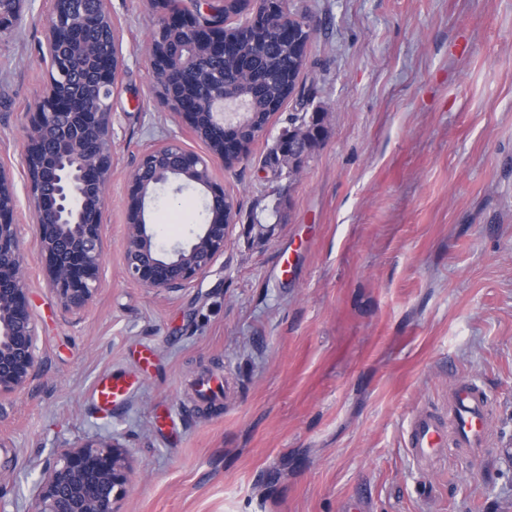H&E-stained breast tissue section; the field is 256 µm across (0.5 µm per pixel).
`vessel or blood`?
I'll use <instances>...</instances> for the list:
<instances>
[{"label": "vessel or blood", "mask_w": 512, "mask_h": 512, "mask_svg": "<svg viewBox=\"0 0 512 512\" xmlns=\"http://www.w3.org/2000/svg\"><path fill=\"white\" fill-rule=\"evenodd\" d=\"M131 383L121 375L105 374L96 382L92 396L100 411L122 405ZM489 398L473 381L458 379L448 391V410L438 416L429 410L413 415L404 435V446L417 464L433 463L441 454L472 456L490 440Z\"/></svg>", "instance_id": "vessel-or-blood-1"}]
</instances>
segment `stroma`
Segmentation results:
<instances>
[{"mask_svg":"<svg viewBox=\"0 0 512 512\" xmlns=\"http://www.w3.org/2000/svg\"><path fill=\"white\" fill-rule=\"evenodd\" d=\"M320 26L300 84L326 117L295 181L264 170L269 139L211 179L239 227L210 272L156 293L124 271L127 185L140 154H207L165 104L147 47L158 9L106 0L125 58L112 98L102 284L81 317L43 278L22 166L47 84L52 0H20L0 34V166L14 176L39 362L0 402V489L28 501L55 449L126 448L120 512H512V0H303ZM271 224L263 239L244 229ZM159 244L208 220L195 187H159ZM135 379L97 414L100 375ZM221 383L194 405V381ZM465 377L493 405L474 458L417 465L412 415L445 412Z\"/></svg>","mask_w":512,"mask_h":512,"instance_id":"stroma-1","label":"stroma"}]
</instances>
